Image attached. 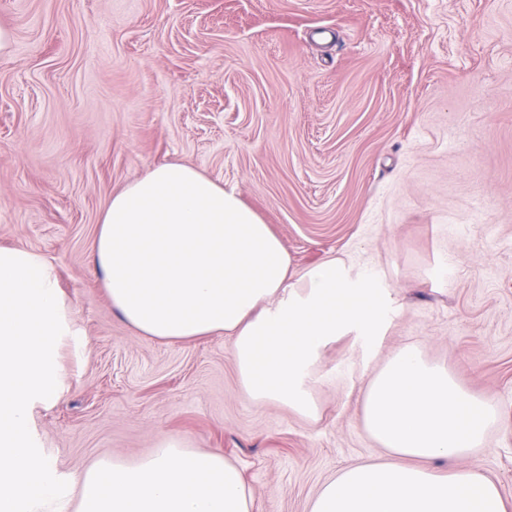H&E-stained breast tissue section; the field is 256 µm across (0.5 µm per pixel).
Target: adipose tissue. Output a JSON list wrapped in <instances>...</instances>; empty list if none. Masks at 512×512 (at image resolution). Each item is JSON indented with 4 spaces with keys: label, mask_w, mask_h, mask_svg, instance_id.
<instances>
[{
    "label": "adipose tissue",
    "mask_w": 512,
    "mask_h": 512,
    "mask_svg": "<svg viewBox=\"0 0 512 512\" xmlns=\"http://www.w3.org/2000/svg\"><path fill=\"white\" fill-rule=\"evenodd\" d=\"M93 262L107 297L138 333L167 341L224 333L242 394L316 417L308 381L324 347L354 335L375 345L387 294L334 257L291 279L269 225L194 167L162 164L113 194ZM499 407L462 388L414 347L372 377L362 421L386 452L326 481L309 512H511L497 484L459 462L481 448ZM450 463L448 474L430 469ZM79 512H252L241 471L218 453L163 437L135 464L99 461L76 477Z\"/></svg>",
    "instance_id": "adipose-tissue-1"
}]
</instances>
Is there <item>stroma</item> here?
I'll return each mask as SVG.
<instances>
[{
  "label": "stroma",
  "mask_w": 512,
  "mask_h": 512,
  "mask_svg": "<svg viewBox=\"0 0 512 512\" xmlns=\"http://www.w3.org/2000/svg\"><path fill=\"white\" fill-rule=\"evenodd\" d=\"M0 246L53 259L82 332L32 433L65 481L159 438L232 460L253 512H308L384 452L363 393L418 348L501 420L474 463L512 501V0H0ZM179 162L232 187L294 274L342 256L388 295L375 349L314 370L317 420L240 390L232 339L169 343L93 264L112 194Z\"/></svg>",
  "instance_id": "1"
}]
</instances>
